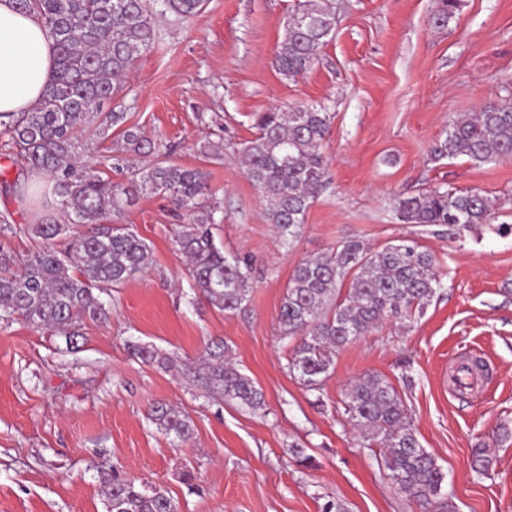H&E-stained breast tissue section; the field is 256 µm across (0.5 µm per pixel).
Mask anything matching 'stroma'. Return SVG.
Instances as JSON below:
<instances>
[{
  "label": "stroma",
  "instance_id": "35a3bbf8",
  "mask_svg": "<svg viewBox=\"0 0 512 512\" xmlns=\"http://www.w3.org/2000/svg\"><path fill=\"white\" fill-rule=\"evenodd\" d=\"M295 0H207L197 16L162 26L132 67L122 102L143 135L202 169L222 224L217 245L250 255L256 274L244 309L224 313L196 298L173 238L184 211L141 194L122 216L150 245L146 273L112 292L107 322H84L77 351L64 337L17 318L0 326V512H106L103 482L135 479L177 512H422L386 477L384 455L346 422L343 399L358 377L384 376L403 395L417 436L441 465L455 512H512V157L475 164L432 159L449 123L489 101H512V0H463L446 25L438 0H330L336 29L310 69L280 74L273 58ZM322 105L327 184L294 247L268 220L241 150L255 115ZM221 150L213 157L208 144ZM498 198L491 223L462 234L405 224L396 199L439 186ZM401 236L435 258L442 288L411 322L385 321L336 357L321 394L288 371L291 340L277 313L295 266L337 241L374 250ZM263 390L254 412L209 392L192 369L209 339ZM173 357L162 369L130 344ZM465 357L484 362L481 389L450 380ZM188 416L185 443L158 432L150 407ZM489 447L485 473L473 451ZM309 465H299L294 448Z\"/></svg>",
  "mask_w": 512,
  "mask_h": 512
}]
</instances>
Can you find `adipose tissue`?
<instances>
[{
  "label": "adipose tissue",
  "mask_w": 512,
  "mask_h": 512,
  "mask_svg": "<svg viewBox=\"0 0 512 512\" xmlns=\"http://www.w3.org/2000/svg\"><path fill=\"white\" fill-rule=\"evenodd\" d=\"M55 76V48L35 15L0 0V112H24Z\"/></svg>",
  "instance_id": "ef3b65f1"
}]
</instances>
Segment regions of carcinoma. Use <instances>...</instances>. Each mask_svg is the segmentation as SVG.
I'll return each instance as SVG.
<instances>
[{"instance_id":"carcinoma-1","label":"carcinoma","mask_w":512,"mask_h":512,"mask_svg":"<svg viewBox=\"0 0 512 512\" xmlns=\"http://www.w3.org/2000/svg\"><path fill=\"white\" fill-rule=\"evenodd\" d=\"M206 0H16L18 10L35 14L52 39L56 55L53 81L27 112H0V182L10 187L16 168L28 177L25 193L42 182L51 188L67 218L48 217L19 224L14 213L0 211V235L23 233L40 246L19 261L0 250V321L17 316L33 326L76 343L87 320L107 318L103 295L121 287L151 265V248L127 224L112 216L135 204L137 191L164 194L189 212L180 225L177 250L189 260L190 288L220 312L243 308L252 288L248 259L224 252L214 240L216 209L209 205L205 173L175 163L167 148L146 139L124 109L99 112L121 93V77L159 38L156 15L184 20L200 14ZM461 0H439L434 23L454 17ZM335 14L329 0H298L288 16L274 64L284 76L310 68L331 38ZM334 113L303 106L258 114L257 132L243 149L245 173L269 204L270 223L283 243L298 238L307 211L320 193L327 163L321 151ZM111 154L103 161L127 170L129 185L115 184L84 160L86 129ZM151 157L143 166L128 154ZM435 160L465 157L475 163L512 157V105L489 103L457 118L431 150ZM405 224H448L473 230L490 223L496 199L474 189L448 186L399 198L394 206ZM432 254L412 239L373 250L345 239L310 257L293 270L278 311L283 336L295 340L288 370L308 391H321L336 354L383 321H410L421 314L441 288ZM134 355L162 367L173 358L139 344ZM209 391L250 410L265 406L262 390L231 363L222 339L206 345L198 365ZM344 414L359 435L384 449L392 483L432 512H451L442 497L445 474L423 448L395 387L368 373L347 389ZM149 418L157 429L187 442L193 436L188 417L165 403ZM107 512H176L161 491L132 479L108 481Z\"/></svg>"}]
</instances>
